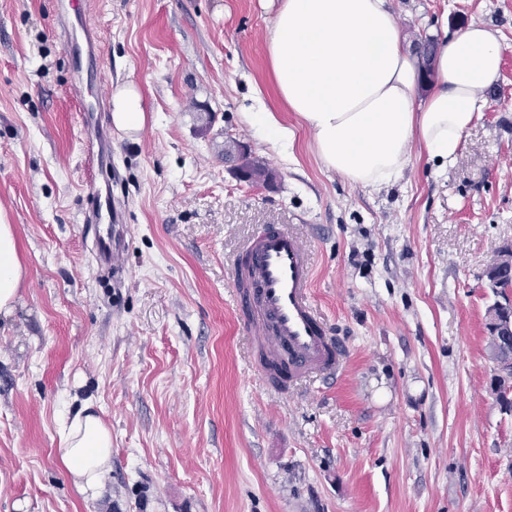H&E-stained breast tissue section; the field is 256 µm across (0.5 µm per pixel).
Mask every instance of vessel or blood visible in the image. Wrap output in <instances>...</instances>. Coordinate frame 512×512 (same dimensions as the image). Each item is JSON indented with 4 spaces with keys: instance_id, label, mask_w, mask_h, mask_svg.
Masks as SVG:
<instances>
[{
    "instance_id": "1",
    "label": "vessel or blood",
    "mask_w": 512,
    "mask_h": 512,
    "mask_svg": "<svg viewBox=\"0 0 512 512\" xmlns=\"http://www.w3.org/2000/svg\"><path fill=\"white\" fill-rule=\"evenodd\" d=\"M57 32L72 51L75 78L70 92L85 104L93 71L82 56V44H95L96 28L83 17L82 0H60ZM112 198L95 194L85 223L95 225L96 257L100 266L120 271L123 261L111 227ZM235 303L247 330L265 359L288 365L289 381L311 374L339 371L345 349L328 335L312 301L313 264L307 241L280 224H269L253 237L235 259Z\"/></svg>"
}]
</instances>
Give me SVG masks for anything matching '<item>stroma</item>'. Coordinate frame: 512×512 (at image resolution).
I'll use <instances>...</instances> for the list:
<instances>
[{
    "instance_id": "obj_1",
    "label": "stroma",
    "mask_w": 512,
    "mask_h": 512,
    "mask_svg": "<svg viewBox=\"0 0 512 512\" xmlns=\"http://www.w3.org/2000/svg\"><path fill=\"white\" fill-rule=\"evenodd\" d=\"M280 0H85L95 84L138 87L147 125L112 134L126 202L124 280L83 222L92 191L57 0H0V219L26 270L0 316V512H512V413L492 390L485 269L512 243V0H388L401 35L443 44L473 23L502 45L453 164L414 150L377 190L319 160L265 44ZM259 88L293 132L246 114ZM250 145L270 184L236 176ZM293 227L313 300L347 346L332 380L259 375L231 263L264 225ZM92 400L112 433L102 496L58 455ZM255 96L257 102L256 110L255 112H249L251 125L259 128L269 140L287 146L288 138L290 139V132H288L287 128L279 124L272 112H268L265 109L258 92H255Z\"/></svg>"
}]
</instances>
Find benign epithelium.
Here are the masks:
<instances>
[{
  "instance_id": "7a95c632",
  "label": "benign epithelium",
  "mask_w": 512,
  "mask_h": 512,
  "mask_svg": "<svg viewBox=\"0 0 512 512\" xmlns=\"http://www.w3.org/2000/svg\"><path fill=\"white\" fill-rule=\"evenodd\" d=\"M237 156V171L245 179L250 177L254 159L247 146L230 140V149ZM488 288L499 297L488 314V331L493 341L503 348L512 346V245L496 250L495 262L487 271ZM494 390L505 410L512 412V358L496 361Z\"/></svg>"
}]
</instances>
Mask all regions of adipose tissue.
<instances>
[{
    "label": "adipose tissue",
    "mask_w": 512,
    "mask_h": 512,
    "mask_svg": "<svg viewBox=\"0 0 512 512\" xmlns=\"http://www.w3.org/2000/svg\"><path fill=\"white\" fill-rule=\"evenodd\" d=\"M267 53L278 91L306 123L322 163L372 189L399 179L417 144L451 164L502 62L495 33L471 24L438 47L434 89L418 100L422 76L387 0H281ZM112 124L129 136L144 129L135 84L113 93ZM24 274L14 227L0 220V314L13 311ZM59 433L63 467L81 493L99 495L112 470V433L94 404L84 402Z\"/></svg>",
    "instance_id": "1"
}]
</instances>
